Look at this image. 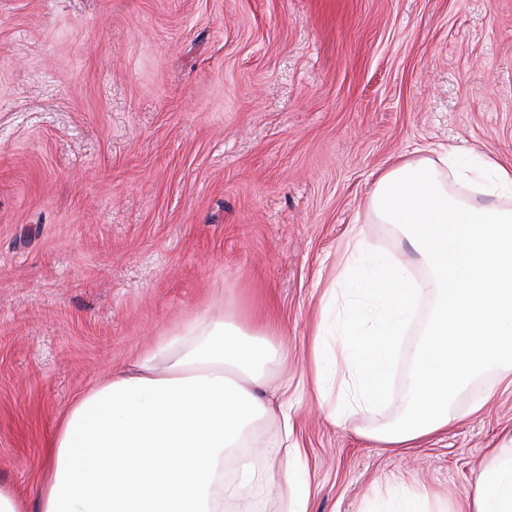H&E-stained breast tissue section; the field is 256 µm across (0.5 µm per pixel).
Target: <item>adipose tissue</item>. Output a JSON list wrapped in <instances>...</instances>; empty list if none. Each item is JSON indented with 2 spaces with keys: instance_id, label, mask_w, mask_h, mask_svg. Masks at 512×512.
<instances>
[{
  "instance_id": "ef3b65f1",
  "label": "adipose tissue",
  "mask_w": 512,
  "mask_h": 512,
  "mask_svg": "<svg viewBox=\"0 0 512 512\" xmlns=\"http://www.w3.org/2000/svg\"><path fill=\"white\" fill-rule=\"evenodd\" d=\"M375 218L401 226L430 275L413 278L394 259L385 278L362 271L364 230L348 234L342 276L357 280L336 318L334 338L318 326L313 384L340 377L350 397L336 416L370 411L385 398L399 341L414 308L432 297L429 324L403 395L401 421L371 440L404 448L446 431L449 400L476 373L499 366L512 385V209L474 208L450 191L431 159L403 160L379 175ZM268 360L254 337L204 316L143 354L133 367L88 388L49 443L39 512H251L254 458L270 413L262 397ZM462 506L440 512H512V452L493 448ZM303 450L277 463L288 512H308Z\"/></svg>"
}]
</instances>
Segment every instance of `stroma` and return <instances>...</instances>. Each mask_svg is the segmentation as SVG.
Listing matches in <instances>:
<instances>
[{"label":"stroma","mask_w":512,"mask_h":512,"mask_svg":"<svg viewBox=\"0 0 512 512\" xmlns=\"http://www.w3.org/2000/svg\"><path fill=\"white\" fill-rule=\"evenodd\" d=\"M429 147L512 162V0H0V486L38 512L47 443L76 396L201 314L270 324L304 450L309 512L456 501L512 440L496 370L447 432L392 450L432 300L373 414L310 384L316 325L351 225L425 268L371 214L376 177ZM484 400L479 412L471 405ZM262 429L260 512H282ZM428 494L423 491L402 492L394 495L384 512H431L425 508Z\"/></svg>","instance_id":"obj_1"}]
</instances>
